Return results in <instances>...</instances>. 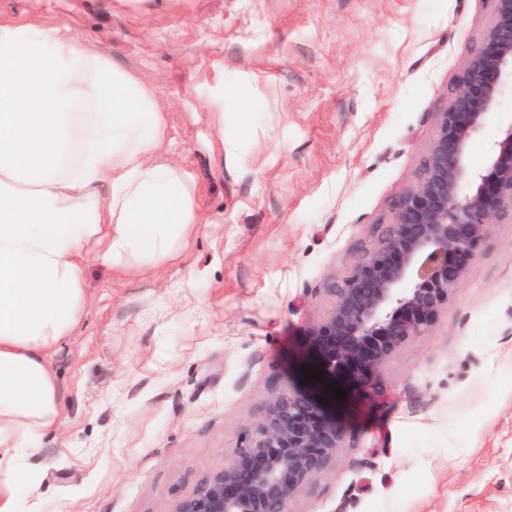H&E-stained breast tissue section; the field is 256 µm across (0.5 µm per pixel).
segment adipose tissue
I'll list each match as a JSON object with an SVG mask.
<instances>
[{
	"instance_id": "obj_1",
	"label": "adipose tissue",
	"mask_w": 512,
	"mask_h": 512,
	"mask_svg": "<svg viewBox=\"0 0 512 512\" xmlns=\"http://www.w3.org/2000/svg\"><path fill=\"white\" fill-rule=\"evenodd\" d=\"M164 128L134 72L0 18V512H24L28 459L61 425L52 358L86 314L85 265L175 261L202 221L185 171L156 159Z\"/></svg>"
}]
</instances>
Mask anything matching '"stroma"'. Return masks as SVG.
Returning <instances> with one entry per match:
<instances>
[{"label": "stroma", "instance_id": "35a3bbf8", "mask_svg": "<svg viewBox=\"0 0 512 512\" xmlns=\"http://www.w3.org/2000/svg\"><path fill=\"white\" fill-rule=\"evenodd\" d=\"M150 86L161 157L206 219L175 262L88 263L53 359L63 424L30 460V512H172L223 468L305 334L414 183L486 0H0ZM223 99L224 115L211 110ZM381 396L336 404L348 439L289 512H512V217L495 218Z\"/></svg>", "mask_w": 512, "mask_h": 512}]
</instances>
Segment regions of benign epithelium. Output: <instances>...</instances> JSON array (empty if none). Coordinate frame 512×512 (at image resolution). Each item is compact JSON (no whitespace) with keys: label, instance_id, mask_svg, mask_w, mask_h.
<instances>
[{"label":"benign epithelium","instance_id":"obj_1","mask_svg":"<svg viewBox=\"0 0 512 512\" xmlns=\"http://www.w3.org/2000/svg\"><path fill=\"white\" fill-rule=\"evenodd\" d=\"M492 19L452 81L415 183L390 222L331 289L334 303L307 330L322 384L381 393L384 364L436 321L484 243L489 224L512 211V118L483 166L469 146L512 92V0H491ZM329 404H323V400ZM336 397L321 384L272 393L246 445L209 473L172 512H288V502L336 462L347 432Z\"/></svg>","mask_w":512,"mask_h":512}]
</instances>
